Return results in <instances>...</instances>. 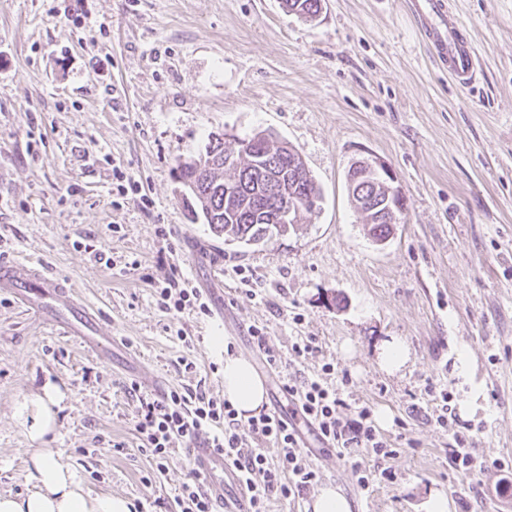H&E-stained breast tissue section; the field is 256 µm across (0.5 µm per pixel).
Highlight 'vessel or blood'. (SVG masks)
Here are the masks:
<instances>
[{
    "label": "vessel or blood",
    "instance_id": "b4317fda",
    "mask_svg": "<svg viewBox=\"0 0 512 512\" xmlns=\"http://www.w3.org/2000/svg\"><path fill=\"white\" fill-rule=\"evenodd\" d=\"M412 13L420 22L422 35L431 47L435 61L448 69L460 83L475 77L479 58L470 38L465 37L449 12L448 0H409ZM0 289L11 292L26 310H54L69 333L81 338L88 351L101 350L96 339L98 321L91 308L75 299L66 282L32 262H0ZM189 454L203 481L205 494L221 507V512H250V492L238 485L234 495H226L229 483H236L233 466L222 449L205 439L196 440Z\"/></svg>",
    "mask_w": 512,
    "mask_h": 512
}]
</instances>
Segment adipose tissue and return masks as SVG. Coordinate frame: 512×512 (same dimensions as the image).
<instances>
[{
  "label": "adipose tissue",
  "mask_w": 512,
  "mask_h": 512,
  "mask_svg": "<svg viewBox=\"0 0 512 512\" xmlns=\"http://www.w3.org/2000/svg\"><path fill=\"white\" fill-rule=\"evenodd\" d=\"M210 348L224 360V397L239 417L257 414L266 400L265 383L252 363L226 352L223 336L211 337ZM34 490L23 498L0 495V512H132L133 503L120 495H90L77 472L61 462L53 449H34L27 473Z\"/></svg>",
  "instance_id": "adipose-tissue-1"
}]
</instances>
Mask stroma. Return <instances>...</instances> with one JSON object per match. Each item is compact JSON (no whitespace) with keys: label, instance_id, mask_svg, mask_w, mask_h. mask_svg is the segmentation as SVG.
<instances>
[{"label":"stroma","instance_id":"1","mask_svg":"<svg viewBox=\"0 0 512 512\" xmlns=\"http://www.w3.org/2000/svg\"><path fill=\"white\" fill-rule=\"evenodd\" d=\"M451 3L479 52L470 87L432 62L404 0H322L312 18L282 0H0V260L64 276L113 341L86 353L0 290L1 494L32 492V452L51 448L91 494L174 512L193 466L178 438L156 475L139 399L158 378L223 397L219 332L272 386L329 363L343 417L391 415L379 433L398 450L393 480L362 491L334 455L309 459L353 512H427L438 491L450 512H512L497 466L512 460V0ZM259 132L301 154L320 206L265 244L228 243L190 220L174 170L211 137ZM359 158L387 164L406 199L382 241L349 196ZM116 165L141 195L113 191ZM173 277L209 315L159 308ZM308 336L315 350L296 356ZM394 338L409 360L390 374L377 354ZM48 384L54 423L34 441L19 406ZM432 386L466 425L470 473L451 466Z\"/></svg>","mask_w":512,"mask_h":512}]
</instances>
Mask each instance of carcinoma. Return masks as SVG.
I'll return each instance as SVG.
<instances>
[{"instance_id": "1", "label": "carcinoma", "mask_w": 512, "mask_h": 512, "mask_svg": "<svg viewBox=\"0 0 512 512\" xmlns=\"http://www.w3.org/2000/svg\"><path fill=\"white\" fill-rule=\"evenodd\" d=\"M252 151L259 155L264 154L268 158L269 166L259 170L250 167V163L239 160V166L234 169L210 171L206 168L199 169L187 162L179 163L177 178L188 181L196 186L194 207L200 213L204 212L211 232L216 236H224L226 242L249 244L251 241H269L273 237L270 231L272 225L267 223L270 210L273 208V198L262 197L256 191V185L263 178H272L276 174L288 169V153L282 152V147L273 143L269 136L256 134L247 139ZM235 185L244 197L253 196L260 199L257 207L252 211L233 210L224 204V183ZM292 193L304 198L312 193L320 194L308 170H303L297 177H292V183L288 184Z\"/></svg>"}]
</instances>
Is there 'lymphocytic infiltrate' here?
<instances>
[{
    "label": "lymphocytic infiltrate",
    "instance_id": "obj_1",
    "mask_svg": "<svg viewBox=\"0 0 512 512\" xmlns=\"http://www.w3.org/2000/svg\"><path fill=\"white\" fill-rule=\"evenodd\" d=\"M156 295L159 307L169 313L209 312L196 289L183 287L174 278L158 288ZM334 371L333 365L324 364L322 378L298 385L289 383L285 389L297 402L302 417L314 425L321 442L349 465L357 486L366 490L373 477L392 479L387 462L397 450L377 432L369 408H360L353 419L342 416L344 400L324 382ZM135 428L160 473L167 469L173 439L191 443L200 435H207L212 447L223 449L250 490L252 512H268L269 501L274 497L284 501L303 497L317 479L291 423L266 413L239 420L233 406L217 397L177 389L160 397H142ZM358 448L370 454L372 465L355 459Z\"/></svg>",
    "mask_w": 512,
    "mask_h": 512
}]
</instances>
